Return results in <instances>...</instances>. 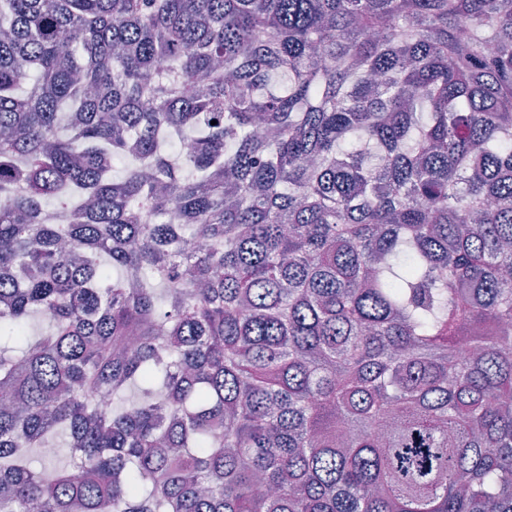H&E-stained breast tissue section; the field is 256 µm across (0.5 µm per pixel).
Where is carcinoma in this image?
<instances>
[{
	"label": "carcinoma",
	"instance_id": "obj_1",
	"mask_svg": "<svg viewBox=\"0 0 512 512\" xmlns=\"http://www.w3.org/2000/svg\"><path fill=\"white\" fill-rule=\"evenodd\" d=\"M0 199V512H512V0H0Z\"/></svg>",
	"mask_w": 512,
	"mask_h": 512
}]
</instances>
